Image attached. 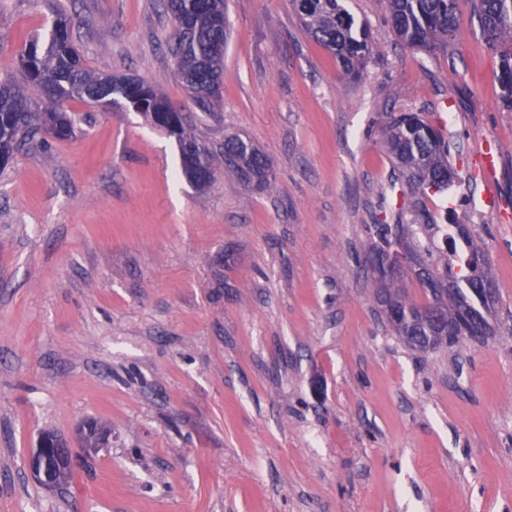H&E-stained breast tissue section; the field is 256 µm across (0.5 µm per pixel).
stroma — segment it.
Wrapping results in <instances>:
<instances>
[{"instance_id":"obj_1","label":"stroma","mask_w":512,"mask_h":512,"mask_svg":"<svg viewBox=\"0 0 512 512\" xmlns=\"http://www.w3.org/2000/svg\"><path fill=\"white\" fill-rule=\"evenodd\" d=\"M378 51L342 74L289 0H226L223 104L194 108L161 0H0V76L55 9L95 71L155 86L213 150L251 141L272 182L181 173L127 108L0 167V512H512V110L472 0L459 37L396 41L385 0H348ZM439 129L458 180L427 199L465 225L495 334L429 353L386 331L364 258L408 202L387 113ZM496 151L483 174L477 158ZM112 429L72 479L30 473L41 431Z\"/></svg>"}]
</instances>
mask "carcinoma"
<instances>
[{
  "mask_svg": "<svg viewBox=\"0 0 512 512\" xmlns=\"http://www.w3.org/2000/svg\"><path fill=\"white\" fill-rule=\"evenodd\" d=\"M175 28L166 42L176 72L195 107L209 112L222 103L224 44L227 28L214 30L224 18V0H163ZM458 0H387L388 22L398 41L431 50L445 47L458 29ZM304 30L337 59L345 74H356L374 52L368 25L356 24L343 0H292ZM481 36L500 51L497 81L502 102L512 108V0H478ZM76 22L55 15L47 38L37 35L19 54L25 84L0 78V158L46 133L59 140L73 137L91 114L74 103L130 107L175 138L182 174L206 188L216 176L218 158L191 131L185 117L172 109L152 85L134 75L102 74L88 68L75 41ZM394 167L411 196L443 193L457 179L448 162V144L439 131L414 112L391 115L384 127ZM224 172L254 189L270 186V162L252 142L238 136L224 139ZM409 219L372 224L369 254L383 258L405 248L399 275L375 284V299L384 323L403 343L428 352L453 347L466 338L483 340L493 331L480 323L482 312L493 313L496 296L482 293L493 280L482 250L460 224H451V250L422 244L420 235L438 228L432 212L419 201L408 207ZM415 280L428 301L408 294Z\"/></svg>",
  "mask_w": 512,
  "mask_h": 512,
  "instance_id": "1",
  "label": "carcinoma"
}]
</instances>
